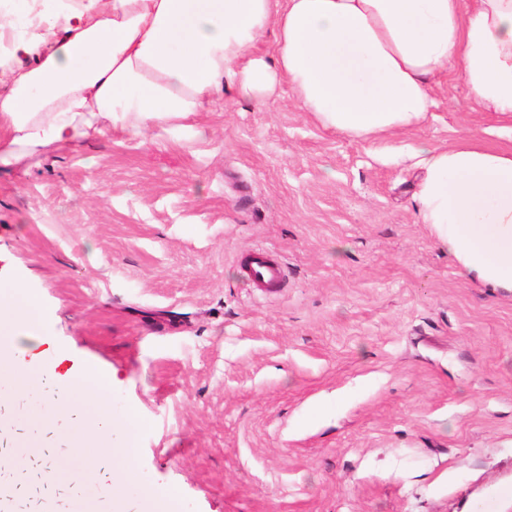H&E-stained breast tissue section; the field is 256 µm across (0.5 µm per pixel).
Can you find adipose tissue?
<instances>
[{
    "instance_id": "adipose-tissue-1",
    "label": "adipose tissue",
    "mask_w": 512,
    "mask_h": 512,
    "mask_svg": "<svg viewBox=\"0 0 512 512\" xmlns=\"http://www.w3.org/2000/svg\"><path fill=\"white\" fill-rule=\"evenodd\" d=\"M273 38V55L254 54ZM458 68L477 103L512 117V0H78L50 12L42 33L0 60V164L67 149L108 128L142 135L179 126L223 99L274 94L288 83L325 128L369 137L419 125L432 83ZM415 196L450 255L486 287L512 288V151L472 141L419 147ZM0 305V339L32 328L37 298ZM49 373L111 435L112 500L131 472L128 411L114 427L103 373Z\"/></svg>"
}]
</instances>
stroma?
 Masks as SVG:
<instances>
[{"label": "stroma", "mask_w": 512, "mask_h": 512, "mask_svg": "<svg viewBox=\"0 0 512 512\" xmlns=\"http://www.w3.org/2000/svg\"><path fill=\"white\" fill-rule=\"evenodd\" d=\"M418 127L355 138L289 86L236 98L150 139L107 136L0 166V276L37 295L45 361L111 378L135 410L133 476L173 512H512V289L485 287L417 220L413 151L469 139L512 149L457 70ZM270 250L285 288L242 257ZM40 374L0 426L100 462L48 498L78 512L112 485L103 448H71ZM314 403L326 415L306 426ZM243 271L252 288L261 291L282 287L285 271L277 258L265 250H253L244 259Z\"/></svg>", "instance_id": "35a3bbf8"}]
</instances>
